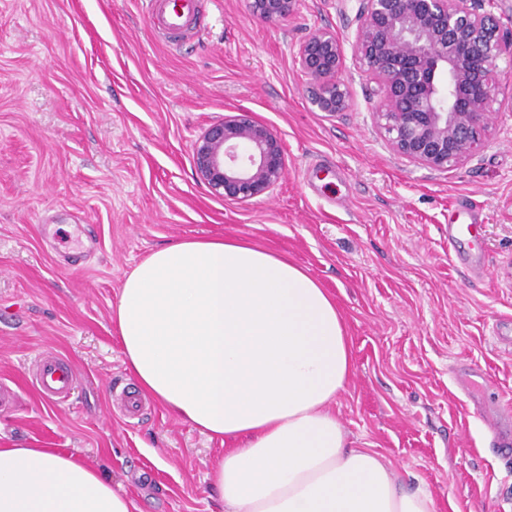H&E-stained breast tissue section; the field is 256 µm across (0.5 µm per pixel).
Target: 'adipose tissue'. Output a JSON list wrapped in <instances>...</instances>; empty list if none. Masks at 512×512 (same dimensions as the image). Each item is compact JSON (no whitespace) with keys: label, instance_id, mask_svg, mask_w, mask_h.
<instances>
[{"label":"adipose tissue","instance_id":"adipose-tissue-1","mask_svg":"<svg viewBox=\"0 0 512 512\" xmlns=\"http://www.w3.org/2000/svg\"><path fill=\"white\" fill-rule=\"evenodd\" d=\"M138 388L229 441L211 471L224 512H434L389 462L348 447L331 409L352 372L333 296L241 237L182 240L126 275L112 307ZM80 456L0 445V512H134Z\"/></svg>","mask_w":512,"mask_h":512}]
</instances>
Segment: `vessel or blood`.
I'll return each mask as SVG.
<instances>
[{
    "instance_id": "vessel-or-blood-1",
    "label": "vessel or blood",
    "mask_w": 512,
    "mask_h": 512,
    "mask_svg": "<svg viewBox=\"0 0 512 512\" xmlns=\"http://www.w3.org/2000/svg\"><path fill=\"white\" fill-rule=\"evenodd\" d=\"M141 4L151 26L177 41L200 37L208 28L203 0H141ZM30 384L42 396L59 404L74 395L78 375L65 356L45 350L31 364ZM486 431L503 454L512 453V422L488 420Z\"/></svg>"
}]
</instances>
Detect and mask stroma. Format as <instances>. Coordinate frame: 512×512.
<instances>
[{"instance_id":"1","label":"stroma","mask_w":512,"mask_h":512,"mask_svg":"<svg viewBox=\"0 0 512 512\" xmlns=\"http://www.w3.org/2000/svg\"><path fill=\"white\" fill-rule=\"evenodd\" d=\"M359 0H295L269 22L248 0H205L210 29L173 46L141 0H0V378L21 391L0 442L78 454L139 512H224L208 475L224 453L145 398L125 424L110 384L135 390L112 307L152 251L242 237L307 269L333 295L353 371L332 409L350 442L388 460L436 512H512V456L494 448L473 399L512 407V60L494 134L434 171L376 133L374 85L353 55ZM343 45L347 111L315 109L297 63L316 29ZM251 113L283 143L286 173L246 202L212 196L192 146ZM470 204L487 262L461 272L448 244ZM68 357L76 400L27 385L39 351Z\"/></svg>"}]
</instances>
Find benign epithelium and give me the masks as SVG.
<instances>
[{
    "instance_id": "obj_1",
    "label": "benign epithelium",
    "mask_w": 512,
    "mask_h": 512,
    "mask_svg": "<svg viewBox=\"0 0 512 512\" xmlns=\"http://www.w3.org/2000/svg\"><path fill=\"white\" fill-rule=\"evenodd\" d=\"M293 0H249L257 16L285 17ZM355 60L376 84L373 126L390 149L435 171L470 159L485 144L498 92V60L512 37L479 0H360ZM299 64L311 80L310 103L345 112V55L336 33L309 35ZM197 175L212 195L246 201L277 185L286 169L281 140L249 113L210 125L194 142Z\"/></svg>"
}]
</instances>
